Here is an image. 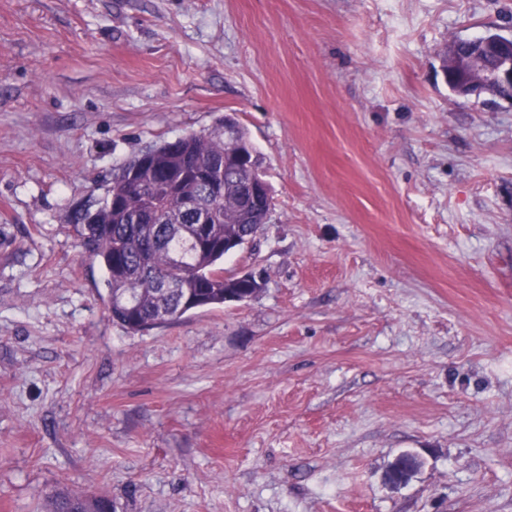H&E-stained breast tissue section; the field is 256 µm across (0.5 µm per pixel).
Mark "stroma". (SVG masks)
Wrapping results in <instances>:
<instances>
[{
	"instance_id": "1",
	"label": "stroma",
	"mask_w": 512,
	"mask_h": 512,
	"mask_svg": "<svg viewBox=\"0 0 512 512\" xmlns=\"http://www.w3.org/2000/svg\"><path fill=\"white\" fill-rule=\"evenodd\" d=\"M489 31L512 0H0V512H512V99L441 70ZM225 115L263 287L128 332L70 213ZM45 512H112V500L95 492L73 493L52 488L43 494Z\"/></svg>"
}]
</instances>
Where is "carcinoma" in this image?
<instances>
[{
    "mask_svg": "<svg viewBox=\"0 0 512 512\" xmlns=\"http://www.w3.org/2000/svg\"><path fill=\"white\" fill-rule=\"evenodd\" d=\"M235 144L216 130L192 133L175 142L154 146L144 182L170 185L161 201L160 212L150 224H137L134 217L143 205L142 188L125 182L127 166L113 177L101 201L86 200L75 209L73 222L83 253L97 261L106 274L107 309L112 321L138 332L156 325L159 310L173 322L182 317L179 308L186 293L201 296L210 306L224 304V290L244 294L241 281L224 276V238L254 234L267 222L268 204L243 205L249 184L261 179L259 161L254 169L228 165ZM227 161L222 178L213 183L197 173L214 161ZM196 212L212 213L209 221L210 246L202 251L192 247L177 226L192 223L186 201ZM170 286L164 294L157 289ZM122 288L137 302L133 312L116 303V289ZM45 512H112V500L95 492L73 493L52 488L43 494Z\"/></svg>",
    "mask_w": 512,
    "mask_h": 512,
    "instance_id": "carcinoma-1",
    "label": "carcinoma"
}]
</instances>
